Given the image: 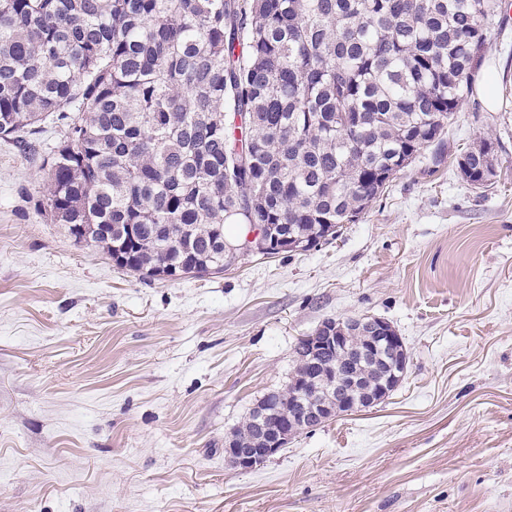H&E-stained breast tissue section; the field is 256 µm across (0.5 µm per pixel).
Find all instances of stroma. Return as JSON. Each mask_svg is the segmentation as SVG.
<instances>
[{
    "mask_svg": "<svg viewBox=\"0 0 512 512\" xmlns=\"http://www.w3.org/2000/svg\"><path fill=\"white\" fill-rule=\"evenodd\" d=\"M481 91L340 238L219 275L144 280L34 195L40 156L0 139V512H512V0ZM496 183L454 163L485 137ZM378 316L410 354L384 401L251 471L224 435L284 388L298 338Z\"/></svg>",
    "mask_w": 512,
    "mask_h": 512,
    "instance_id": "1",
    "label": "stroma"
}]
</instances>
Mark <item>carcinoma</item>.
Segmentation results:
<instances>
[{"mask_svg":"<svg viewBox=\"0 0 512 512\" xmlns=\"http://www.w3.org/2000/svg\"><path fill=\"white\" fill-rule=\"evenodd\" d=\"M499 0H0V137L48 120L38 210L143 279L309 251L357 223L472 92ZM498 139L455 157L497 176ZM254 441L247 416L235 428Z\"/></svg>","mask_w":512,"mask_h":512,"instance_id":"1","label":"carcinoma"}]
</instances>
